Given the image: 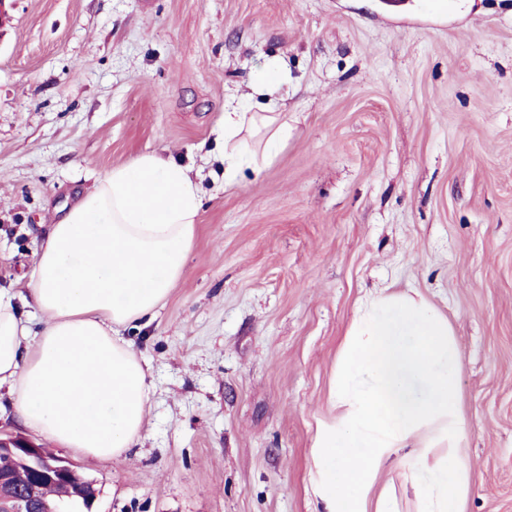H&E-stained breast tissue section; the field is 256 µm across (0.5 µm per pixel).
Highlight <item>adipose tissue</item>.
I'll return each instance as SVG.
<instances>
[{
	"instance_id": "ef3b65f1",
	"label": "adipose tissue",
	"mask_w": 512,
	"mask_h": 512,
	"mask_svg": "<svg viewBox=\"0 0 512 512\" xmlns=\"http://www.w3.org/2000/svg\"><path fill=\"white\" fill-rule=\"evenodd\" d=\"M288 82L268 60L253 90L261 111L228 104L214 128L224 185L251 160V140L287 141L277 92ZM201 173L144 152L97 179L34 243L28 304L44 325L32 334L13 294L0 292V389L49 442L86 456L118 458L140 436L148 410V365L123 336L152 318L182 277L202 208ZM461 357L448 321L422 298L366 294L336 359L310 481L321 512H398L383 474L406 451L404 474L422 512H464L469 466L458 448L465 425ZM454 453L427 466L432 448Z\"/></svg>"
}]
</instances>
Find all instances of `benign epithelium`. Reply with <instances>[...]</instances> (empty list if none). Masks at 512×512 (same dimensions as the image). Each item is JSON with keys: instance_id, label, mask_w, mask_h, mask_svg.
I'll return each instance as SVG.
<instances>
[{"instance_id": "obj_1", "label": "benign epithelium", "mask_w": 512, "mask_h": 512, "mask_svg": "<svg viewBox=\"0 0 512 512\" xmlns=\"http://www.w3.org/2000/svg\"><path fill=\"white\" fill-rule=\"evenodd\" d=\"M16 456L26 458L30 489L25 497H13L7 492ZM73 478L79 480L81 476L67 460L46 455L43 449L20 434L0 430V508L4 512H48L50 507L36 502V491L46 484H65ZM89 487L91 483L85 481L83 487L75 490L81 497V501L73 504L78 512H91L95 493L87 491Z\"/></svg>"}]
</instances>
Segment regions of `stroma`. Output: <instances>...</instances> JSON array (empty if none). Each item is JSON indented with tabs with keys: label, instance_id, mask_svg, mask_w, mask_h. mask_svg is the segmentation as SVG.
I'll return each mask as SVG.
<instances>
[{
	"label": "stroma",
	"instance_id": "35a3bbf8",
	"mask_svg": "<svg viewBox=\"0 0 512 512\" xmlns=\"http://www.w3.org/2000/svg\"><path fill=\"white\" fill-rule=\"evenodd\" d=\"M8 0L0 290L112 167H204L183 276L125 332L151 372L138 444L56 454L92 512H314L311 449L367 293L418 291L461 354L465 512H512V0ZM288 142L223 189L199 147L265 61Z\"/></svg>",
	"mask_w": 512,
	"mask_h": 512
}]
</instances>
